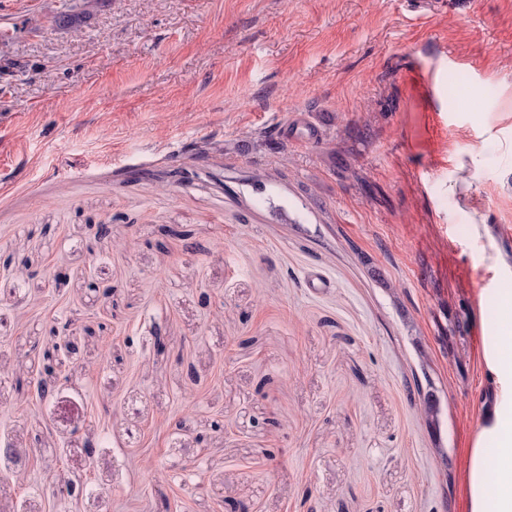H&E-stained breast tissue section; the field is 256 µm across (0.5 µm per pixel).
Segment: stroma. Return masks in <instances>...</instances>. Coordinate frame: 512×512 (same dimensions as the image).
<instances>
[{
  "label": "stroma",
  "instance_id": "1",
  "mask_svg": "<svg viewBox=\"0 0 512 512\" xmlns=\"http://www.w3.org/2000/svg\"><path fill=\"white\" fill-rule=\"evenodd\" d=\"M497 248L512 0H0V512H464Z\"/></svg>",
  "mask_w": 512,
  "mask_h": 512
}]
</instances>
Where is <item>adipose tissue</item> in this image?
I'll list each match as a JSON object with an SVG mask.
<instances>
[{
    "label": "adipose tissue",
    "instance_id": "obj_1",
    "mask_svg": "<svg viewBox=\"0 0 512 512\" xmlns=\"http://www.w3.org/2000/svg\"><path fill=\"white\" fill-rule=\"evenodd\" d=\"M492 287L480 294V308H495L498 325L484 333L478 354L487 382L488 405L472 434L463 473L465 512H512V254L494 251L487 259Z\"/></svg>",
    "mask_w": 512,
    "mask_h": 512
}]
</instances>
